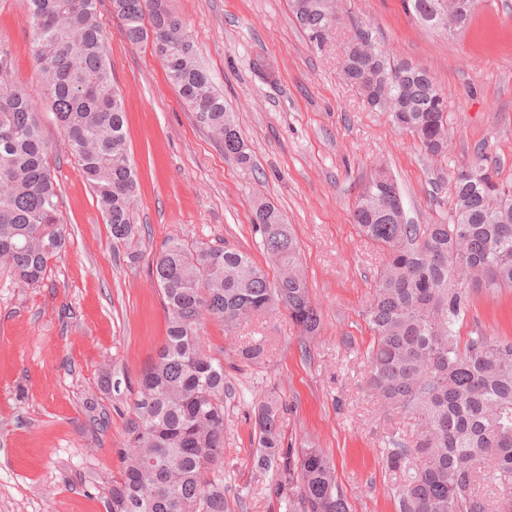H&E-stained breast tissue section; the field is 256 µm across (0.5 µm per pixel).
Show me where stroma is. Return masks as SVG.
<instances>
[{
	"mask_svg": "<svg viewBox=\"0 0 512 512\" xmlns=\"http://www.w3.org/2000/svg\"><path fill=\"white\" fill-rule=\"evenodd\" d=\"M197 60L237 115L252 162L225 156L170 85L151 44L130 43L112 0L99 20L122 94L138 173L135 251L115 250L94 194L69 154L43 94L26 0H0V47L13 82L40 114L69 243L38 286L22 288L0 267V512H105V489L142 371L166 335L167 312L152 275L163 242L225 245L265 265L251 217L272 202L298 241L323 329L306 340L285 310L207 345L264 339L261 366L225 368L224 494L230 512H286L289 491L254 469L253 401L276 395L291 447L323 449L351 512H396L380 450L386 422L366 385L373 337L362 316L381 264L351 213L377 171L398 184L409 223L437 224L452 207L454 173L483 147L512 185V0H480L466 31L450 37L406 14L402 0H339L341 21L311 45L287 0H168ZM391 59L428 71L452 95L446 157L426 156L388 113L368 109L340 73L357 30ZM274 77L264 80L256 61ZM512 336V289L480 294L463 332Z\"/></svg>",
	"mask_w": 512,
	"mask_h": 512,
	"instance_id": "1",
	"label": "stroma"
}]
</instances>
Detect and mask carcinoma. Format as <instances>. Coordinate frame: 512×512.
<instances>
[{
	"label": "carcinoma",
	"mask_w": 512,
	"mask_h": 512,
	"mask_svg": "<svg viewBox=\"0 0 512 512\" xmlns=\"http://www.w3.org/2000/svg\"><path fill=\"white\" fill-rule=\"evenodd\" d=\"M35 60L69 153L91 186L116 249L138 241L132 212L137 176L125 109L104 51L98 0H27ZM455 32L467 28L478 0H456ZM328 0H289L309 42L328 23ZM420 24L439 29V0H403ZM125 35L139 42L153 30L169 51L160 57L168 81L197 122L224 144V154L250 162L236 113L227 109L193 53L182 21L160 0H112ZM369 43L380 71L394 83L393 125L424 151L448 150L451 94L410 64L393 62ZM399 194L384 172L366 185L353 209L360 234L383 251L375 293L363 316L372 332L367 384L385 418L412 421L394 429L383 449L397 512H512L504 496L496 508L478 485L512 490V336L479 329L461 336L478 293L512 288V186L485 163L484 147L453 177L446 224H409L384 207ZM275 278L239 250L166 240L153 275L168 314L166 337L142 372L123 446L121 469L104 496L105 512H227L224 468V358L205 342L208 320L232 333L242 323L285 309L301 335L315 338L321 315L312 303L297 240L272 204L252 219ZM58 184L39 113L25 90L0 79V266L16 283L35 286L66 248ZM258 365L266 345L255 339L233 348ZM256 471L272 472L297 498L289 512H349L332 459L319 448L284 446L281 404L272 396L252 407Z\"/></svg>",
	"instance_id": "carcinoma-1"
}]
</instances>
